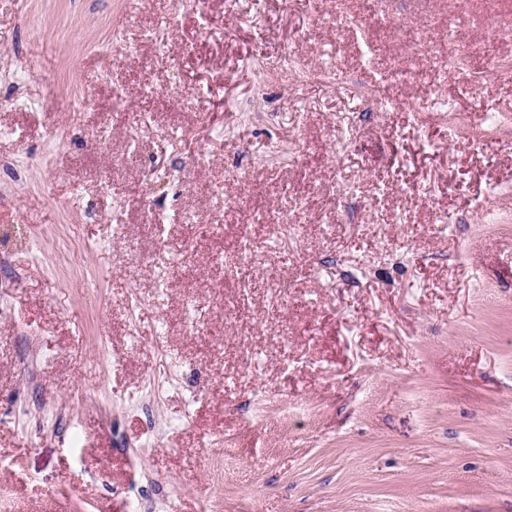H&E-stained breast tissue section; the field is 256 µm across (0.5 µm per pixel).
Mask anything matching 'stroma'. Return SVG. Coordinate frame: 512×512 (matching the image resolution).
<instances>
[{"label": "stroma", "mask_w": 512, "mask_h": 512, "mask_svg": "<svg viewBox=\"0 0 512 512\" xmlns=\"http://www.w3.org/2000/svg\"><path fill=\"white\" fill-rule=\"evenodd\" d=\"M360 9L0 0V512H512V124L477 155L418 118L512 116V78L474 96L388 22L333 24ZM400 9L437 44L456 27L469 70L512 22V0ZM288 53L342 77L294 86ZM420 112H423V113H421V117L423 118V120H426L429 122L447 123V118H448V123H453V124L457 125L456 127L453 126L455 128H457L458 126L470 128L472 125V122L474 121L473 119H471V117H472L471 115L453 114V113L447 114L446 110L445 111L439 110L430 104L424 106Z\"/></svg>", "instance_id": "stroma-1"}]
</instances>
